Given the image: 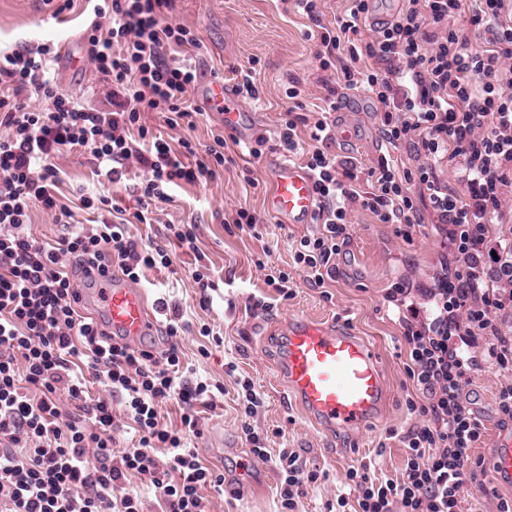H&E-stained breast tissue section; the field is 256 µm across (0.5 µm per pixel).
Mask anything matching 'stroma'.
I'll use <instances>...</instances> for the list:
<instances>
[{"mask_svg": "<svg viewBox=\"0 0 512 512\" xmlns=\"http://www.w3.org/2000/svg\"><path fill=\"white\" fill-rule=\"evenodd\" d=\"M92 8L91 0H76L72 11L58 16L44 0H0V51L82 38L94 18ZM168 20L190 27L200 39L202 47L191 60L198 80L229 81L234 70L253 68L260 99L249 105L254 114L249 137H274L288 108L300 107L305 115L325 110L323 72L315 58L318 41L311 36L315 26L288 0H177ZM86 59L81 52L75 57L78 81H71L54 64L48 75L82 103L97 104L104 99L103 88L87 70ZM293 77L301 90L295 101L285 94ZM341 95L346 111L330 113L328 120L334 127L354 129L355 134L349 141L337 138L332 151L356 158L362 167L373 166L382 151L377 103L360 88L342 90ZM227 153L230 161L219 179L175 188L172 201L157 203L154 223L129 225L133 239L172 253V266L144 270L140 286L150 300L162 298L179 306L190 324L177 338L185 377L224 389L216 397L215 409L201 413L200 433L188 437L187 447L196 449L200 459L226 479L237 482L250 475L253 455L241 430L242 391L235 383L236 376L249 378L263 400L252 424L266 432L270 455L283 448L299 449L308 467L319 473L318 481L305 489L302 512H329L338 495L350 492L349 468L367 467L383 480L402 477L408 455L402 438L421 418L407 404L414 391L404 369L402 328L386 294L401 286L411 289L418 303H425L426 291L434 287L441 264L451 253L432 214H425L406 240L396 236L392 225L378 223L361 209L352 216L351 236L338 258L336 280L328 293H321L294 266L288 247L290 237L307 233L308 225L278 224L267 207L266 158L250 157L241 144L230 145ZM55 164L62 191L81 187L112 198L127 213L137 210L133 186L142 176L137 167H129L122 182L111 183L98 177L79 152H62ZM242 207L258 215V236L227 228L225 217ZM191 223L198 227V246L204 255L200 261L176 248L168 230L172 224ZM202 266L216 284L204 305L193 280L194 271ZM269 268L288 273L296 286L293 298L282 299L266 285ZM257 301L266 302L267 315L253 317L250 307ZM299 315L346 323L375 346L389 385L387 411L380 425L349 440L330 436L294 405L278 381L272 357L277 330ZM204 327L212 330V337L201 336ZM217 336L222 344H214ZM203 346L208 356L200 355ZM231 362L237 366L232 377L226 373ZM510 383L512 377L483 368L465 389L468 406L484 429L474 457L488 458L503 430L497 397L501 387ZM279 483L272 467L257 488L236 495L208 485L200 494L208 512H281Z\"/></svg>", "mask_w": 512, "mask_h": 512, "instance_id": "1", "label": "stroma"}]
</instances>
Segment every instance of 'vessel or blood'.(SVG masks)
<instances>
[{
    "label": "vessel or blood",
    "mask_w": 512,
    "mask_h": 512,
    "mask_svg": "<svg viewBox=\"0 0 512 512\" xmlns=\"http://www.w3.org/2000/svg\"><path fill=\"white\" fill-rule=\"evenodd\" d=\"M203 105L221 114L224 129L245 134L247 113L234 84L214 77L200 87ZM267 206L282 224H308L317 210L314 181L307 170L284 160L269 162ZM103 302L113 335L141 340L159 328L156 304L144 289L120 277L84 293V304ZM275 368L300 410L324 433L355 434L377 425L388 389L373 348L344 324L296 317L277 341ZM488 474L512 484V433H501Z\"/></svg>",
    "instance_id": "1"
}]
</instances>
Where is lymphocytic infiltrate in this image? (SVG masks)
Returning a JSON list of instances; mask_svg holds the SVG:
<instances>
[{"label": "lymphocytic infiltrate", "instance_id": "1", "mask_svg": "<svg viewBox=\"0 0 512 512\" xmlns=\"http://www.w3.org/2000/svg\"><path fill=\"white\" fill-rule=\"evenodd\" d=\"M174 2L96 0L83 36L88 62L107 86L102 108L81 104L46 78L52 45L0 52V512H141L137 496L115 491L132 473L149 476L164 512H206L200 488L224 484L223 474L184 442L185 433L200 432L195 408L212 405V384L182 379L177 345L157 356L80 313L74 273L89 286L117 267L136 283L143 270L171 265L167 250L131 239L125 222L105 218V196L79 197L81 209L101 212L96 228L54 245L28 232L36 207L56 223L75 221L57 196L54 158L65 150L89 156L111 182L135 162L142 173L134 186L139 224L153 223L154 205L171 201L174 187L219 177L227 161L223 135H213L200 159L191 139L171 147L141 121L142 113L160 112L169 128L197 126L189 97L196 73L179 55L200 42L191 29L167 23ZM368 13L369 0H352L348 14L319 34L316 57L330 74L322 82L327 109L337 108V84L370 92L386 148L407 149L413 168L399 169L383 155L361 171L353 158L328 151L335 133L326 118L311 121L291 109L276 139L258 135L249 153L260 158L271 144L293 155L302 136L312 140L304 167L319 206L312 230L293 240L291 252L318 288L336 278L353 210L369 211L407 239L421 221L420 206L431 208L453 261L430 289L428 309L410 303L406 288L387 296L402 312L405 372L417 393L409 406L422 422L404 438L409 456L401 480L350 469L356 497L338 496L337 505L352 512H464L465 484L485 472L472 456L482 430L465 387L482 364L512 371V339L497 324L499 313L512 311V249L493 245L491 231L512 218L504 199L512 187V0H408L364 43L358 35ZM463 14L465 30L453 25ZM32 89L43 101L34 110L22 101ZM189 156L195 165L186 164ZM447 167L458 170L459 188L443 179ZM364 179L371 184L365 192ZM88 368L112 400L89 397ZM239 384L245 439L254 456L274 460L283 512H299L318 474L296 449L270 458L265 437L248 421L261 398L251 380ZM62 391L78 417L63 413ZM170 400L183 407L176 431L159 421L160 405ZM117 404L138 440L116 466Z\"/></svg>", "mask_w": 512, "mask_h": 512}]
</instances>
